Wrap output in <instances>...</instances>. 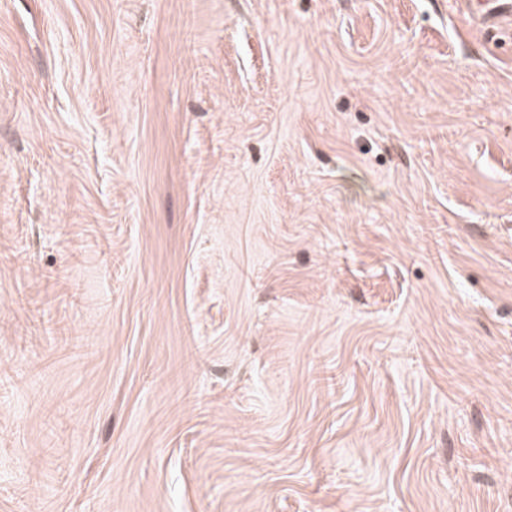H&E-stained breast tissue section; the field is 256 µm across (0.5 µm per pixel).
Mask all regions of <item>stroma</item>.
Returning <instances> with one entry per match:
<instances>
[{"label": "stroma", "instance_id": "1", "mask_svg": "<svg viewBox=\"0 0 512 512\" xmlns=\"http://www.w3.org/2000/svg\"><path fill=\"white\" fill-rule=\"evenodd\" d=\"M0 512H512V24L0 0Z\"/></svg>", "mask_w": 512, "mask_h": 512}]
</instances>
